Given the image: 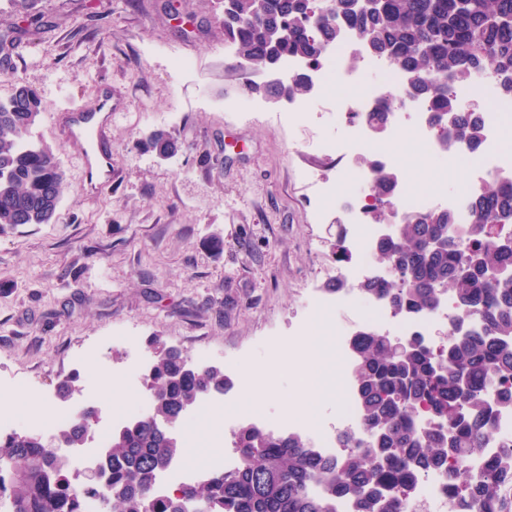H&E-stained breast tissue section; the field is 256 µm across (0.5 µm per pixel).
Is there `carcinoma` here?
Instances as JSON below:
<instances>
[{
	"instance_id": "carcinoma-1",
	"label": "carcinoma",
	"mask_w": 512,
	"mask_h": 512,
	"mask_svg": "<svg viewBox=\"0 0 512 512\" xmlns=\"http://www.w3.org/2000/svg\"><path fill=\"white\" fill-rule=\"evenodd\" d=\"M219 4L234 67L267 73L292 57L315 69L347 33L356 46L348 66L371 57L400 72L406 94L427 102L445 142L463 140L472 151L483 144V117L461 107L455 86L468 84L477 93L490 74L496 97L512 102V0H377L372 8L357 0ZM245 88L292 101L311 93L314 83L302 73L286 83L248 81ZM396 105L388 98L368 115L375 138L385 137ZM41 112L38 93L20 82L0 101V230L49 223L66 192L56 154L32 140ZM146 147L158 158L178 150L164 131L151 133ZM398 180L396 172L376 167L371 223L385 221ZM468 211L462 237L454 213L433 209L405 216L377 245L389 276L364 281V292L397 312L422 315L438 309L446 291L461 316L449 323L446 352L439 355L419 336L404 338L400 349L383 334L358 335L353 378L366 438L341 435L355 449L346 459L318 454L299 434L243 424L236 469L160 493L157 478L181 457L182 443L154 419L177 427L186 407L224 394L231 382L215 366L190 372L178 349L158 346L145 378L152 415L112 430L98 453L101 485L77 484L55 449L13 431L0 433V500L9 512H85L91 495L108 498L110 512H183L187 499L197 502V512H336V498L344 497L353 512H404L398 493L417 472L435 469L446 472L453 489L448 512H512L503 496L512 486V446L488 459L479 475L448 464L484 447L495 432V412L512 407V182L486 185ZM85 412L57 434L70 448L84 446ZM421 412L436 428H418Z\"/></svg>"
}]
</instances>
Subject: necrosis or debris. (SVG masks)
<instances>
[{"mask_svg":"<svg viewBox=\"0 0 512 512\" xmlns=\"http://www.w3.org/2000/svg\"><path fill=\"white\" fill-rule=\"evenodd\" d=\"M367 70L378 72L379 77L366 83L362 93L354 98L337 97L335 109L341 121L350 129V135L337 151L353 157L362 156L372 149L374 137L366 120L369 112L375 109L388 97L399 99L390 115L387 131L398 135L405 121L416 118V139L427 153L444 158L449 165L459 166L470 161L472 153L466 144L455 142L443 145L430 132L428 106L425 101L410 99L404 95L402 77L396 72L383 71L380 63L366 61ZM512 110V104L502 102L497 112L487 114L484 129V146L481 152L483 162L470 182L461 184L457 194L436 200L429 195H412L403 188H395L391 205L403 212L426 211L445 205L458 215L459 224L468 221L467 202L475 193L487 184L505 180L512 181V157L502 153L499 146L498 115ZM375 179L373 170H366L359 177V191L347 194H336L334 189L325 187L321 193L324 197L334 199L336 213L344 223L349 235V252L354 255V262L340 261L336 264V275L341 278L345 287L341 293L324 295L313 299L312 308L318 313H327L338 308L353 311L355 318L350 326L336 330L334 344L338 361L345 366L351 365L354 357V340L363 331L387 334L390 336L422 335L432 349L442 347V341L434 333L435 327H444L459 313L452 298H445L441 307L423 316L400 315L394 313L388 303L374 296L366 295L359 287L360 281L369 276V263L374 256L380 238L384 237V229L366 223V208L370 202L369 190ZM248 423L263 431H271L272 426L267 415L261 411L245 410L238 412L235 420L224 425V444L216 448L212 454L210 470L237 468L240 458L235 444V433L240 424ZM289 427L294 432L309 434L313 448L327 456L344 458L347 448L338 442L339 432L348 430L361 433L363 429L361 412L356 403L354 389H347L342 400V409L337 428H324L319 418L308 420H289ZM512 445V409L501 411L497 416L496 431L486 446L469 453L462 465L472 474H479L486 459L495 455L504 447ZM406 512H447L448 482L444 475L434 471L418 472L414 482L405 493Z\"/></svg>","mask_w":512,"mask_h":512,"instance_id":"1","label":"necrosis or debris"}]
</instances>
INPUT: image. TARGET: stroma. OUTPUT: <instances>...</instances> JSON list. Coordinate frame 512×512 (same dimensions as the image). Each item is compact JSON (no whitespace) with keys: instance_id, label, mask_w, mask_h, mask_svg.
<instances>
[{"instance_id":"35a3bbf8","label":"stroma","mask_w":512,"mask_h":512,"mask_svg":"<svg viewBox=\"0 0 512 512\" xmlns=\"http://www.w3.org/2000/svg\"><path fill=\"white\" fill-rule=\"evenodd\" d=\"M38 33L0 52V98L16 81L36 88L42 112L35 139L58 155L67 191L55 219L0 233V398L26 415L37 399L57 403V386L76 380L68 399L82 405L98 389L101 421L133 407L137 391L113 399L102 380H122L133 356H151L153 338L239 380L241 357L268 381L247 405L287 421L303 404L298 375L267 360L262 341L300 342L314 292L336 277L331 245L336 213L315 181L356 190L357 169L341 168L326 141L348 131L326 95H307L289 119L286 103L247 92L232 68L216 0H38ZM181 58L193 68H178ZM112 86V187L87 193L81 158L64 140L56 113L94 106ZM166 131L179 144L168 159L139 146ZM410 194H451L469 169L392 140ZM100 359L78 361L86 348ZM312 406L334 425L342 374L328 352ZM185 463L205 470L224 440V416L188 415Z\"/></svg>"}]
</instances>
